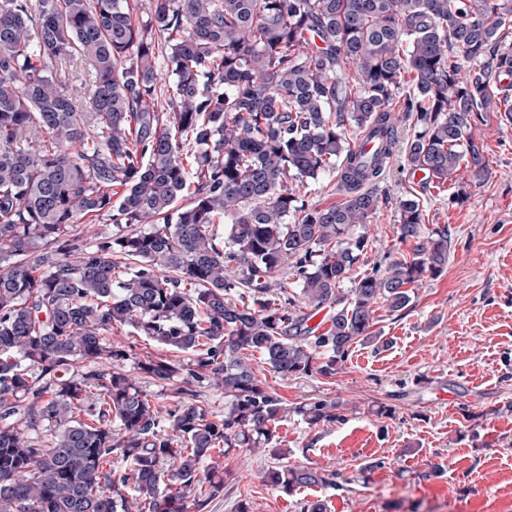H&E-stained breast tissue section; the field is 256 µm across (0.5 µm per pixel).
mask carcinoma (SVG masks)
<instances>
[{
	"instance_id": "cac0c4a2",
	"label": "carcinoma",
	"mask_w": 512,
	"mask_h": 512,
	"mask_svg": "<svg viewBox=\"0 0 512 512\" xmlns=\"http://www.w3.org/2000/svg\"><path fill=\"white\" fill-rule=\"evenodd\" d=\"M510 29L512 0H0V512H205L224 491L216 457L270 442L287 412L247 353L330 377L377 340L378 302L401 312L444 272L446 226L388 262L355 228L403 124L422 188L484 178L473 125L512 88ZM77 60L84 95L57 77ZM323 174L342 200L320 208L300 188ZM103 216L115 231L91 246L79 228ZM421 223L411 192L400 239ZM326 306L329 327L308 325ZM125 327L192 357L130 371L109 340ZM178 381L223 389L224 416L163 405ZM295 412L344 420L331 399ZM337 478L267 473L288 491Z\"/></svg>"
}]
</instances>
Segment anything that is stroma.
<instances>
[{"instance_id": "obj_1", "label": "stroma", "mask_w": 512, "mask_h": 512, "mask_svg": "<svg viewBox=\"0 0 512 512\" xmlns=\"http://www.w3.org/2000/svg\"><path fill=\"white\" fill-rule=\"evenodd\" d=\"M474 136L488 175L420 196L422 233L448 229V265L411 292L398 314L377 305L373 329L386 347L357 344L333 376L284 377L260 354L250 361L291 411L271 443L223 458L224 492L206 512H512V112H487ZM396 153L383 200L361 228L368 259H412L400 241L398 202L420 176ZM316 397L343 403L340 424L309 426L295 406ZM379 468H372V461ZM342 474L338 487L285 492L266 474L281 462Z\"/></svg>"}]
</instances>
